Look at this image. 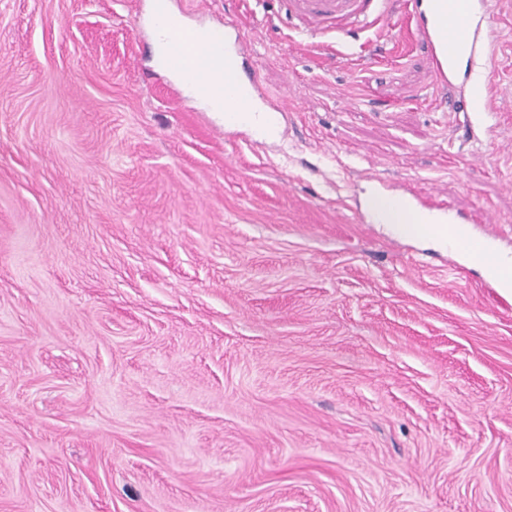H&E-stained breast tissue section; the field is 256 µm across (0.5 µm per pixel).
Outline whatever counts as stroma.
<instances>
[{
    "label": "stroma",
    "instance_id": "35a3bbf8",
    "mask_svg": "<svg viewBox=\"0 0 512 512\" xmlns=\"http://www.w3.org/2000/svg\"><path fill=\"white\" fill-rule=\"evenodd\" d=\"M228 22L285 132L151 71L144 0H0V512H512V295L360 219L374 173L495 218L512 256V0L470 87L415 27Z\"/></svg>",
    "mask_w": 512,
    "mask_h": 512
}]
</instances>
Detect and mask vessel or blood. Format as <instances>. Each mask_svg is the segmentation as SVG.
<instances>
[{
  "instance_id": "b4317fda",
  "label": "vessel or blood",
  "mask_w": 512,
  "mask_h": 512,
  "mask_svg": "<svg viewBox=\"0 0 512 512\" xmlns=\"http://www.w3.org/2000/svg\"><path fill=\"white\" fill-rule=\"evenodd\" d=\"M390 2L289 0V13L302 21L304 33L314 39L329 35L341 38L386 22L390 23V33L395 36L399 28L390 22ZM170 6V0H152L145 18L148 28L164 25L165 39L174 49L170 55H154V70L167 73L178 67L199 73L207 81H223L225 91L213 99L212 109L223 113L225 125L247 127L259 119L268 127L279 123L287 112L283 103L274 98L266 99L263 107L257 103L263 91L246 36L238 28L225 25L198 28L168 23ZM471 9V0H435L432 16H425L420 10L414 14L440 87L456 84L462 75L457 62L449 56L448 48L453 44L468 47L470 36L466 21ZM404 198L413 211L429 217L435 224H487L491 221L484 212H456L445 199L427 190H407Z\"/></svg>"
}]
</instances>
